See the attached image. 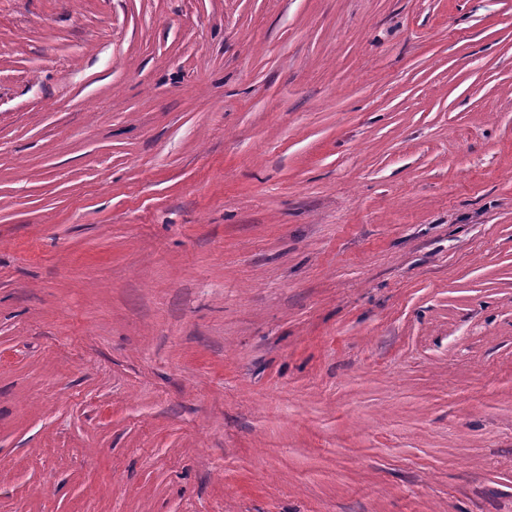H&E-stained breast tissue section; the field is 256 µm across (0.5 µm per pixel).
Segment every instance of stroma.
<instances>
[{
    "mask_svg": "<svg viewBox=\"0 0 512 512\" xmlns=\"http://www.w3.org/2000/svg\"><path fill=\"white\" fill-rule=\"evenodd\" d=\"M0 512H512V0H0Z\"/></svg>",
    "mask_w": 512,
    "mask_h": 512,
    "instance_id": "1",
    "label": "stroma"
}]
</instances>
